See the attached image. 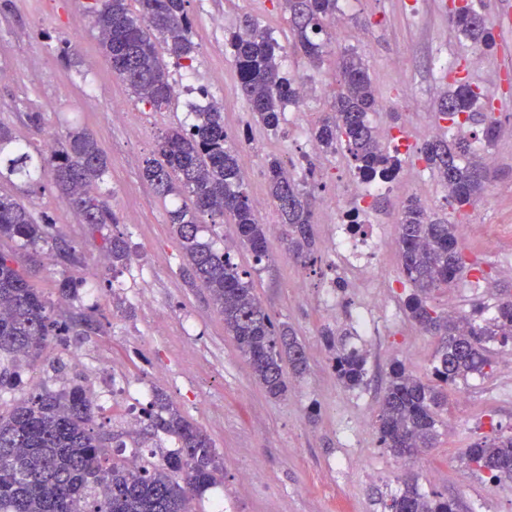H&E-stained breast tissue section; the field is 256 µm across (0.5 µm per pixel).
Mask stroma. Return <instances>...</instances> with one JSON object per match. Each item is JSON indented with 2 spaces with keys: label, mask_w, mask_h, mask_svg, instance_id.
I'll return each mask as SVG.
<instances>
[{
  "label": "stroma",
  "mask_w": 512,
  "mask_h": 512,
  "mask_svg": "<svg viewBox=\"0 0 512 512\" xmlns=\"http://www.w3.org/2000/svg\"><path fill=\"white\" fill-rule=\"evenodd\" d=\"M85 3L0 0V71L9 75L0 81V123L36 146L73 126L95 134L110 162L109 203L119 228L130 236L134 259L150 271L141 291L165 320L155 324L128 292L100 293L97 303L106 330L89 336L68 355L69 374L84 376L96 388L109 386L111 375L128 374L147 390L165 391L183 415L202 427L224 462V476L204 498L192 499V512H209L219 499L229 512H383L382 499L408 473L416 476L422 490L448 497L456 512H512V479L491 480L460 462L471 442L498 431L512 434V372L497 367L450 388L436 448L402 460L380 446L376 415L390 365L400 361L414 374L430 377L437 349L436 339L403 309L408 289L401 282L396 223L404 196L383 194L372 214L385 243L377 277L368 287L345 289L342 306L333 311L324 297L334 282L345 280L346 270L333 252L334 217L325 199L353 179L344 155L316 156L314 230L321 252L305 279H298L296 264L285 254L278 234H269L268 257L258 265L236 245L234 226L221 225L219 232L232 245L236 262L251 270L263 306L288 322L306 347L308 374L290 380L286 398L273 400L225 333L207 291L188 278L186 258L167 222L168 203L141 175L144 161L155 152L158 132L185 119L189 104L199 100L197 88L203 87L210 100L224 106V126L238 146L250 197L261 205L262 223L273 226L278 221L268 202L266 158L279 157L295 179H306L303 161L312 145L310 136L296 135L285 124L273 132L254 123L235 65L224 52L225 37L243 15L266 26L284 46L282 72L311 87V96L295 109L304 127H312L331 108L340 54L352 50L365 59L382 104L370 120L376 130L399 134V141L388 139L384 145L398 148L404 159L420 141V126L448 127L438 118L446 80L437 60L461 64L474 84L486 86L494 71L512 74V32L497 33L496 48L484 53L482 67L474 69V47L444 18L452 10L448 2L438 9L431 0H355L348 16L351 35L331 41L316 68L294 50L288 15L276 0H189L197 46L193 89L167 111L152 112L113 75ZM62 47L70 50L69 63L57 57ZM398 59L405 62L400 72L392 67ZM497 98L492 110L501 135L493 144H474L477 155L490 152L497 157L492 179L497 197L491 204L478 201L469 211L476 226L460 246L477 268L434 293L432 304L443 314L470 312L475 302L493 308L498 290L512 287V276L501 274L503 266H512V87L500 85ZM32 112L42 113L43 132L30 127ZM0 195L24 196L35 215L48 216L75 251L72 264L44 256L32 279L34 287L52 292L64 274L111 278L109 265L94 261L100 233L82 223L51 183L27 194L3 179ZM482 279L493 282L495 294L479 291ZM378 295L385 306L374 315L372 335L351 338L366 355L367 377L362 387L349 389L336 378L321 330L351 327V312ZM251 469L261 476L248 483L243 476Z\"/></svg>",
  "instance_id": "1"
}]
</instances>
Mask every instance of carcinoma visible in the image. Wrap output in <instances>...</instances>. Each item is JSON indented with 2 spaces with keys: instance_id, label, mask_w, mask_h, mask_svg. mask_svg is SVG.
I'll return each instance as SVG.
<instances>
[{
  "instance_id": "carcinoma-1",
  "label": "carcinoma",
  "mask_w": 512,
  "mask_h": 512,
  "mask_svg": "<svg viewBox=\"0 0 512 512\" xmlns=\"http://www.w3.org/2000/svg\"><path fill=\"white\" fill-rule=\"evenodd\" d=\"M187 3L89 0L85 5L113 75L155 112L167 111L173 101L169 60L193 68L196 45ZM281 4L289 13L294 48L310 62L321 63L328 46L323 35L336 19L338 0H281ZM476 14L472 6L456 10L452 23L478 48L495 49L493 27ZM225 45L254 121L278 129L283 107L298 101L300 84L280 70L283 46L249 16L225 38ZM337 84L333 107L312 128V140L323 153L343 154L357 177L393 180L401 159L382 145L370 122L380 100L361 56L344 52ZM485 99L478 86L455 78L441 100L440 119L448 121L450 131L480 125L475 139L491 145L501 126L480 112ZM416 155L444 178L450 213L464 219L466 208L484 195L491 181V171L475 154L472 139L462 134L425 138ZM108 171L107 157L85 129L67 130L60 148L35 155L9 127L0 125V179H20L30 192L48 177L82 222L101 232L100 250L115 273L128 265L132 252L102 192ZM142 176L160 197H184L167 216L190 275L206 288L224 320V331L248 361L257 383L272 399L286 396V374L299 378L308 369L304 345L288 324L275 322L266 311L254 292L251 273L234 261L231 251L216 250L202 236L207 226L228 222L255 264L268 257V226L258 219L238 150L229 144L224 106L212 102L195 113L193 122L163 131L156 157L145 161ZM265 177L288 257L303 267L313 265L319 258L313 211L316 185L295 180L274 155L266 161ZM0 239L17 244L15 250L0 251V399L13 396L10 409L0 411V512H189L188 501L215 485L224 466L207 433L184 417L164 393H155L143 411V427L126 434L125 441L99 434L101 407L79 375L60 390L42 386L15 394L23 364L39 358L47 342L68 352L90 334L104 332V325L98 306L83 301L82 289L95 287V282L64 275L56 280L52 300L28 280V273L40 266L41 256L59 248V230L48 218L38 220L21 199L0 195ZM398 244L401 272L411 288L404 310L424 333L440 337L434 382H423L396 362L380 399V442L390 455L403 459L433 447L448 403L446 387L493 368L490 345L512 346V299L498 301L488 318L480 306L468 315L442 316L433 309V293L450 287L471 266L459 245L457 224L447 216L428 214L416 198L409 199L400 214ZM350 335L348 330L328 327L322 340L332 352L338 381L356 388L367 376L366 357L348 346ZM162 435L177 447L144 442ZM129 444L149 454L147 466L131 468L114 460L113 451L121 452ZM462 459L473 473L512 478V435L477 440L464 450ZM385 509L455 512V505L435 492L421 491L412 476L402 479Z\"/></svg>"
}]
</instances>
